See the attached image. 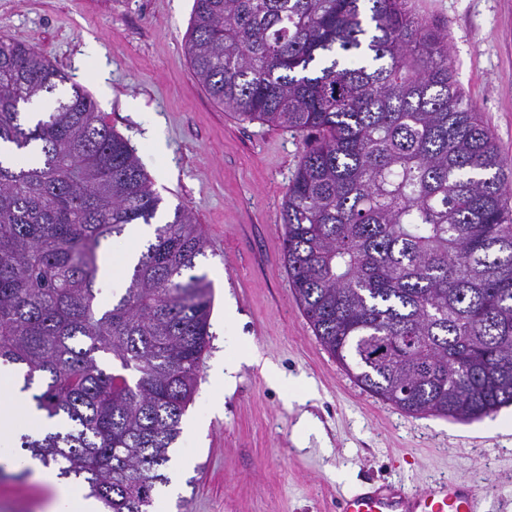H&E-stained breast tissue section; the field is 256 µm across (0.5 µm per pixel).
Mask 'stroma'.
<instances>
[{"label":"stroma","mask_w":512,"mask_h":512,"mask_svg":"<svg viewBox=\"0 0 512 512\" xmlns=\"http://www.w3.org/2000/svg\"><path fill=\"white\" fill-rule=\"evenodd\" d=\"M407 8L447 33L454 78L512 170V0ZM193 9L0 0V34L40 49L134 149L163 199L157 222L180 204L204 233L195 272L211 283L212 338L152 512H336L372 483L448 479L486 491L483 512H512V406L469 422L408 415L357 386L317 341L283 264L281 203L304 139L238 121L208 96L185 49ZM54 498L39 474L0 480V512H49Z\"/></svg>","instance_id":"1"}]
</instances>
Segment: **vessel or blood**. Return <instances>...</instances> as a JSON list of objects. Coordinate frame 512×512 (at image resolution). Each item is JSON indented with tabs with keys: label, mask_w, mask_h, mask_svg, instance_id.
Wrapping results in <instances>:
<instances>
[{
	"label": "vessel or blood",
	"mask_w": 512,
	"mask_h": 512,
	"mask_svg": "<svg viewBox=\"0 0 512 512\" xmlns=\"http://www.w3.org/2000/svg\"><path fill=\"white\" fill-rule=\"evenodd\" d=\"M471 487L443 481L410 492L402 485L372 487L343 496L338 512H480Z\"/></svg>",
	"instance_id": "obj_1"
}]
</instances>
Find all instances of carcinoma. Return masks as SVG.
<instances>
[{
  "label": "carcinoma",
  "mask_w": 512,
  "mask_h": 512,
  "mask_svg": "<svg viewBox=\"0 0 512 512\" xmlns=\"http://www.w3.org/2000/svg\"><path fill=\"white\" fill-rule=\"evenodd\" d=\"M198 83L242 121L306 135L284 263L314 336L406 414L512 405V180L403 0H195ZM34 46L0 36V363L56 420L20 448L107 512H150L210 342L205 240L174 209L103 307L102 241L163 198L128 142ZM55 98L40 118L28 106Z\"/></svg>",
  "instance_id": "cac0c4a2"
}]
</instances>
